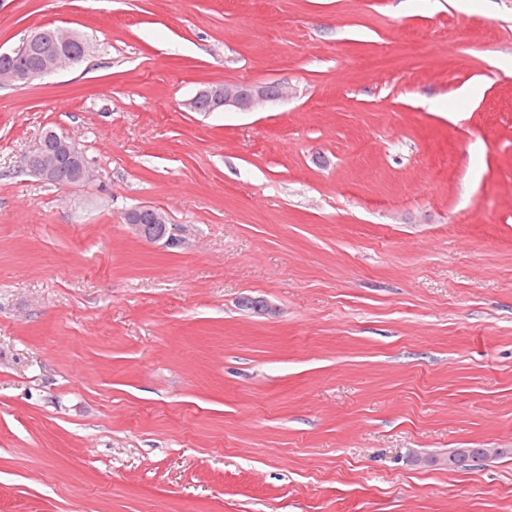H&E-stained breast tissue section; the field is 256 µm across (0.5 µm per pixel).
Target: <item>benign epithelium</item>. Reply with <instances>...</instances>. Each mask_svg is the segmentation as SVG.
Segmentation results:
<instances>
[{
    "mask_svg": "<svg viewBox=\"0 0 512 512\" xmlns=\"http://www.w3.org/2000/svg\"><path fill=\"white\" fill-rule=\"evenodd\" d=\"M42 34L36 30L32 32L24 44L11 51L0 52V64L3 65L4 74L15 85L28 84L36 78L57 73L66 68L63 57L50 50L41 42ZM34 49L41 55L38 66L34 69L19 72L11 69L7 62L16 53L28 49ZM287 88L275 84H226L224 95L215 99V107L219 110H236L239 112H251L267 102L276 101L287 96ZM23 164L26 168L37 171L44 179L55 182H86L93 178V171L83 166L80 161V151L72 139L63 134H56L54 149L49 150L46 143H39L31 153L25 155ZM151 219L157 224V229H166L160 225L159 215L150 207L137 206L128 210L125 215V223L138 234L144 232V220ZM499 450L496 448H458L452 453L456 465L467 466L485 462L496 456Z\"/></svg>",
    "mask_w": 512,
    "mask_h": 512,
    "instance_id": "7a95c632",
    "label": "benign epithelium"
}]
</instances>
